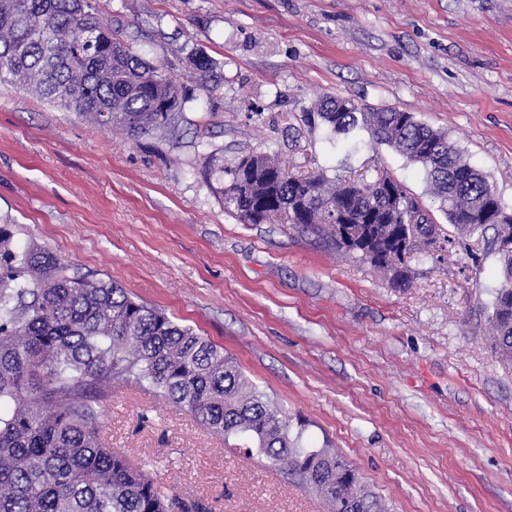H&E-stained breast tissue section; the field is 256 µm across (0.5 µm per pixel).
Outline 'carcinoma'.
Returning <instances> with one entry per match:
<instances>
[{"instance_id":"1","label":"carcinoma","mask_w":512,"mask_h":512,"mask_svg":"<svg viewBox=\"0 0 512 512\" xmlns=\"http://www.w3.org/2000/svg\"><path fill=\"white\" fill-rule=\"evenodd\" d=\"M200 88L212 91L213 62L190 57ZM0 84L32 90L103 129L132 137L168 131L186 98L161 67L120 38L89 0H0ZM318 116L345 137L361 127L419 165L454 228L445 232L398 180L287 176L274 157L246 152L231 160L215 150L205 177L224 211L244 224L275 221L326 231L339 251L371 264L396 288L409 285L398 236L416 239L415 255L441 241L494 254L502 284L489 316L491 337L512 350V253L494 236L512 222L486 176L470 166L447 134L409 112H360L327 96ZM493 235H488V231ZM146 388L193 415L209 432L287 468L330 505V512H384L333 448H305L281 408L249 383L237 362L134 301L120 286L72 271L49 249L19 247L11 220H0V512H206L153 479L142 466L104 446L98 394L112 381Z\"/></svg>"}]
</instances>
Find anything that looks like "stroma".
I'll list each match as a JSON object with an SVG mask.
<instances>
[{
	"instance_id": "35a3bbf8",
	"label": "stroma",
	"mask_w": 512,
	"mask_h": 512,
	"mask_svg": "<svg viewBox=\"0 0 512 512\" xmlns=\"http://www.w3.org/2000/svg\"><path fill=\"white\" fill-rule=\"evenodd\" d=\"M90 3L188 102L174 134L134 139L0 85V218L17 241L222 347L386 512H512V353L488 323L496 256L438 250L397 288L315 233L240 223L201 174L216 149L270 152L297 176L384 173L446 223L420 167L367 130L348 141L322 124L335 95L445 132L512 211V0ZM195 51L215 64L213 92ZM100 410L107 447L208 512L328 510L138 386L113 385Z\"/></svg>"
}]
</instances>
